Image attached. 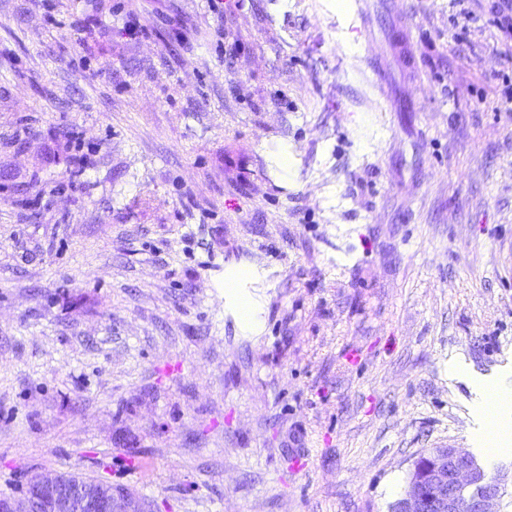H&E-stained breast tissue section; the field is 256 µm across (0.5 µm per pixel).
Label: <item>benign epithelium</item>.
Returning a JSON list of instances; mask_svg holds the SVG:
<instances>
[{
  "label": "benign epithelium",
  "instance_id": "benign-epithelium-1",
  "mask_svg": "<svg viewBox=\"0 0 512 512\" xmlns=\"http://www.w3.org/2000/svg\"><path fill=\"white\" fill-rule=\"evenodd\" d=\"M431 457L416 486L398 501L396 512H499L508 476L489 482L465 453L450 445L433 449ZM34 508L38 512H129L112 490L64 474L36 475L21 500H0V512H32Z\"/></svg>",
  "mask_w": 512,
  "mask_h": 512
}]
</instances>
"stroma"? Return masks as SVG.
<instances>
[{"instance_id": "1", "label": "stroma", "mask_w": 512, "mask_h": 512, "mask_svg": "<svg viewBox=\"0 0 512 512\" xmlns=\"http://www.w3.org/2000/svg\"><path fill=\"white\" fill-rule=\"evenodd\" d=\"M359 6L0 0V499L391 512L425 450L489 463L448 360L512 376L502 39L488 0L462 44L450 0ZM66 475L72 477H67ZM35 475L29 480L26 495L20 501L0 500L1 512H129L124 501L112 495V487L102 480L86 479L74 474ZM33 508L39 509L32 511Z\"/></svg>"}]
</instances>
